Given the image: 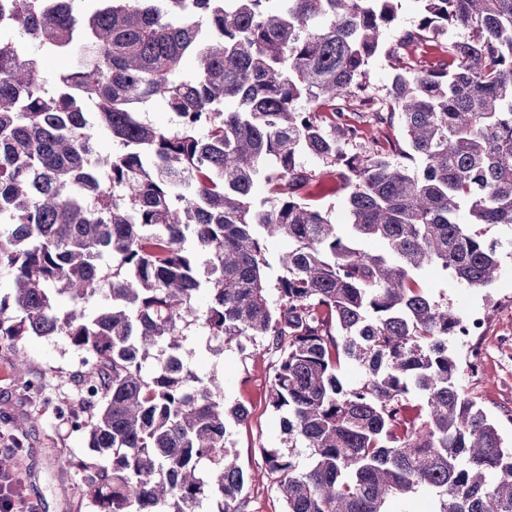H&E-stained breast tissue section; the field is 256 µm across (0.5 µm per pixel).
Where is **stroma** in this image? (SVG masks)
<instances>
[{"label": "stroma", "mask_w": 512, "mask_h": 512, "mask_svg": "<svg viewBox=\"0 0 512 512\" xmlns=\"http://www.w3.org/2000/svg\"><path fill=\"white\" fill-rule=\"evenodd\" d=\"M420 280L433 297L459 313L483 315L484 331L470 343L482 350L483 367L475 375L462 371L461 384L498 423L503 439H512V254L504 257L500 278L486 287L460 286L436 269L423 271ZM187 344L193 350L188 367L198 376L217 378L226 404L239 403L250 412L245 423L231 429L236 461L249 477L247 512H282L264 458L265 449L285 445L281 417L269 404L273 355L260 352L246 360L231 344L218 356L207 350L201 335L188 337ZM20 354L27 361L22 374L15 367ZM75 356L60 336H26L17 351L0 350V456H12L13 470L38 512H93L75 463L83 461L92 469L107 463L89 448L83 431L56 411L61 402L78 398Z\"/></svg>", "instance_id": "stroma-1"}]
</instances>
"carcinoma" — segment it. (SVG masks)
I'll list each match as a JSON object with an SVG mask.
<instances>
[{
	"instance_id": "cac0c4a2",
	"label": "carcinoma",
	"mask_w": 512,
	"mask_h": 512,
	"mask_svg": "<svg viewBox=\"0 0 512 512\" xmlns=\"http://www.w3.org/2000/svg\"><path fill=\"white\" fill-rule=\"evenodd\" d=\"M74 2L0 0V347L64 336L87 355L80 391L96 395L70 418L112 455L84 483L96 512H245L229 424L249 411L189 369L194 328L215 355H276L288 446L265 456L284 512H389L418 491L433 512H512V448L448 346L461 317L419 283L439 268L488 286L512 249L479 230L512 226V0H416L390 43L398 0H101L88 17ZM450 29L467 36L438 41ZM46 53L73 66L50 81ZM381 53L396 70L383 97L366 80ZM158 100L172 125L146 118ZM306 155L342 167L336 188ZM337 189L344 229L312 204ZM98 294L92 316L58 307ZM398 20L394 27L387 30L385 35L386 42L393 41L401 28L414 25L420 16L419 5L413 0H401L399 3Z\"/></svg>"
}]
</instances>
